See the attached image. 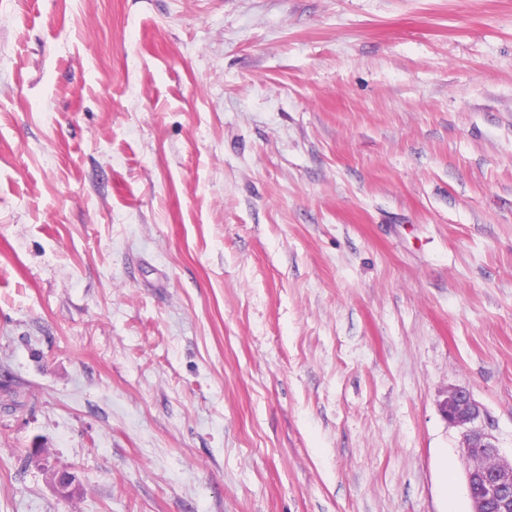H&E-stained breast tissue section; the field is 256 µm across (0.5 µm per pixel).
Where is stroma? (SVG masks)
<instances>
[{
    "mask_svg": "<svg viewBox=\"0 0 512 512\" xmlns=\"http://www.w3.org/2000/svg\"><path fill=\"white\" fill-rule=\"evenodd\" d=\"M451 388L511 458L512 0H0V512H471Z\"/></svg>",
    "mask_w": 512,
    "mask_h": 512,
    "instance_id": "1",
    "label": "stroma"
}]
</instances>
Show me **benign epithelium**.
I'll return each mask as SVG.
<instances>
[{
  "label": "benign epithelium",
  "mask_w": 512,
  "mask_h": 512,
  "mask_svg": "<svg viewBox=\"0 0 512 512\" xmlns=\"http://www.w3.org/2000/svg\"><path fill=\"white\" fill-rule=\"evenodd\" d=\"M443 417L451 427L462 429L461 451L472 512H512V460L499 454L494 437L475 425L480 408L470 393L448 390L441 402Z\"/></svg>",
  "instance_id": "1"
}]
</instances>
